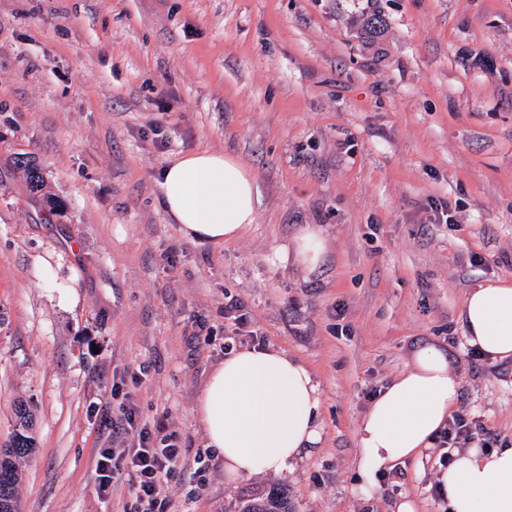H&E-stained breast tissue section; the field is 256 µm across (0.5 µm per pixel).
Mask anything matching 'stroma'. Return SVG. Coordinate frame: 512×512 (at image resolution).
<instances>
[{"mask_svg":"<svg viewBox=\"0 0 512 512\" xmlns=\"http://www.w3.org/2000/svg\"><path fill=\"white\" fill-rule=\"evenodd\" d=\"M386 19L369 39L356 18ZM237 157L255 224L185 239L158 181L181 154ZM41 163L64 205L28 188ZM453 224L429 225L430 204ZM307 224L330 248L308 273L277 247ZM512 278V0H0V444L14 403L35 416L22 512H128L96 490L99 449L127 402L175 434L174 512H234L287 487L294 512H448L439 451L356 486V429L425 342L445 347L458 411L512 446V361L469 357L476 283ZM265 346L305 362L322 441L279 475L224 483L194 408L225 345L229 300Z\"/></svg>","mask_w":512,"mask_h":512,"instance_id":"35a3bbf8","label":"stroma"}]
</instances>
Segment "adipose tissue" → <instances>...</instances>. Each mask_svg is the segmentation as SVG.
Instances as JSON below:
<instances>
[{
  "label": "adipose tissue",
  "instance_id": "1",
  "mask_svg": "<svg viewBox=\"0 0 512 512\" xmlns=\"http://www.w3.org/2000/svg\"><path fill=\"white\" fill-rule=\"evenodd\" d=\"M161 205L184 238L221 244L242 237L260 204L250 171L232 156L193 151L161 173ZM329 249L323 227L308 224L280 246V263L314 271ZM469 347L492 362L512 360V280L488 279L467 292L459 314ZM445 348L419 345L408 368L373 400L356 432L357 485L371 491L381 472L430 447L460 401ZM320 386L299 359L272 347L232 352L210 373L196 407L207 448L234 482L276 475L308 456L321 438ZM439 481L448 512H512V447L462 448Z\"/></svg>",
  "mask_w": 512,
  "mask_h": 512
}]
</instances>
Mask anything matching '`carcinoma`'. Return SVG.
I'll list each match as a JSON object with an SVG mask.
<instances>
[{
  "instance_id": "cac0c4a2",
  "label": "carcinoma",
  "mask_w": 512,
  "mask_h": 512,
  "mask_svg": "<svg viewBox=\"0 0 512 512\" xmlns=\"http://www.w3.org/2000/svg\"><path fill=\"white\" fill-rule=\"evenodd\" d=\"M384 25L385 20L379 11L362 16L361 29L369 36L381 32ZM26 169L30 190L34 193L42 191L44 180L39 165L29 160ZM15 416L12 442L9 447L0 448V512H20L17 463L35 449L32 416L24 403L17 404ZM238 509L239 512H292L288 489L278 485L270 487L259 497L242 501Z\"/></svg>"
}]
</instances>
